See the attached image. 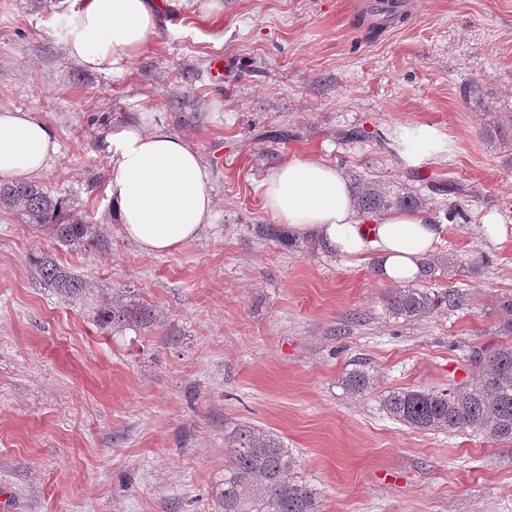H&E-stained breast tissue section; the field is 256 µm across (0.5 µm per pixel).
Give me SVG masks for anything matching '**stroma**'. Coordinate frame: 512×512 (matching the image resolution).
<instances>
[{
  "mask_svg": "<svg viewBox=\"0 0 512 512\" xmlns=\"http://www.w3.org/2000/svg\"><path fill=\"white\" fill-rule=\"evenodd\" d=\"M212 2L170 0L112 73L68 58L59 0H0V111L51 129L59 152L33 182L109 243L96 256L0 207V512H220L247 426L281 437L320 512H512V444L418 431L381 407L393 388L471 383L463 354L495 342L512 294V141L484 135L512 126V0H405L382 32L368 0ZM137 121L182 137L210 175V223L164 255L122 235L105 192L107 137ZM421 126L445 148L413 167L403 137ZM354 127L366 139H345ZM290 158L422 194L442 227L433 254L455 261L429 286L468 290L470 307L404 321L372 262L259 238L275 221L261 182ZM455 205L465 216L447 221ZM43 254L86 292L40 285ZM121 294L151 322L103 323ZM357 364L375 377L361 397L339 384Z\"/></svg>",
  "mask_w": 512,
  "mask_h": 512,
  "instance_id": "1",
  "label": "stroma"
}]
</instances>
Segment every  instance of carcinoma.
Returning <instances> with one entry per match:
<instances>
[{"instance_id": "1", "label": "carcinoma", "mask_w": 512, "mask_h": 512, "mask_svg": "<svg viewBox=\"0 0 512 512\" xmlns=\"http://www.w3.org/2000/svg\"><path fill=\"white\" fill-rule=\"evenodd\" d=\"M357 209L379 215L392 210H419L424 198L406 187L354 178L351 185ZM0 206L19 214L37 227L51 225L56 238L101 254L108 243L78 212H63L62 202L32 182L0 185ZM40 281L59 295L74 296L86 289L79 276L61 268L53 258L35 259ZM384 308L394 317L416 321L441 308L463 309L467 294L450 288H391L382 296ZM496 333L505 338L494 348L472 346L465 360L475 373L469 387L437 391L396 388L382 400L383 411L393 420L419 431L450 435L476 433L486 440L512 443V294L499 298ZM114 325L138 320L145 311L118 296L106 310ZM348 394L363 396L374 386V375L360 365L340 379ZM233 448L224 465L222 512H319L320 493L310 483L292 477L296 460L278 435L262 428H247L232 438Z\"/></svg>"}]
</instances>
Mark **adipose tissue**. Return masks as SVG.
<instances>
[{"label": "adipose tissue", "mask_w": 512, "mask_h": 512, "mask_svg": "<svg viewBox=\"0 0 512 512\" xmlns=\"http://www.w3.org/2000/svg\"><path fill=\"white\" fill-rule=\"evenodd\" d=\"M160 0H82L68 9L62 35L68 57L91 71H112L143 50L160 22ZM112 176L106 192L124 235L162 254L194 241L213 215L210 178L198 153L165 128L121 124L109 136ZM58 153L50 128L25 112H0V182L23 180ZM264 205L290 231L341 256H371L383 279L416 278L440 227L424 213L364 214L336 167L291 158L262 181Z\"/></svg>", "instance_id": "obj_1"}]
</instances>
